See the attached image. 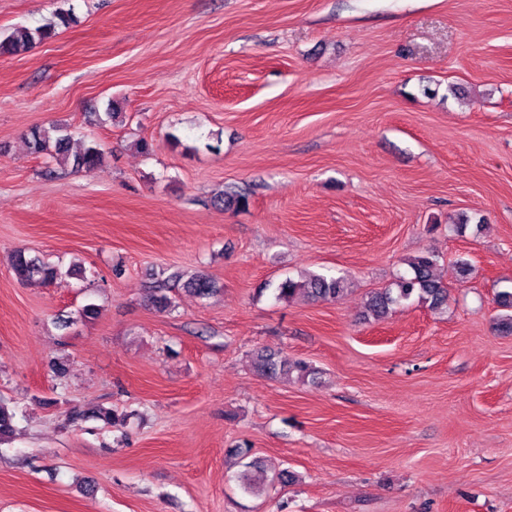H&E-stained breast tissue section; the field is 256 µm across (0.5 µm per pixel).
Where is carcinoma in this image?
<instances>
[{"label":"carcinoma","instance_id":"carcinoma-1","mask_svg":"<svg viewBox=\"0 0 512 512\" xmlns=\"http://www.w3.org/2000/svg\"><path fill=\"white\" fill-rule=\"evenodd\" d=\"M56 22L39 27L33 31L20 29L0 39V55H15L36 43H41L55 35L58 27H67L72 21L68 12L60 11L55 15ZM72 134L63 127L51 125L49 127H35L29 133V144L37 153H54L68 156ZM102 162V152L95 143L83 146L73 154V166L87 172L94 171ZM437 256L432 251H424L418 256L408 260L411 275L399 276L393 287L376 292L371 296L369 314L379 320L385 317L391 308L401 302L418 296V299L433 306L439 307L448 301V288L435 279L433 268ZM12 271L21 281L38 279L50 282L60 273L58 267L38 257L30 255L26 250H17L12 259ZM185 287L198 297L206 298L217 291L216 282L205 273L191 276ZM278 299H290L300 293L313 301H334L344 291V278L313 275L307 280L295 281L291 278L283 280L276 288ZM253 363L256 370L267 378H275L291 371L298 372L306 377L312 374L310 367L304 362L287 364L278 359L276 354L266 350H257L254 353ZM14 411L0 401V439L12 434L14 430ZM265 477L261 467L253 462L242 475V488L247 492L257 491L264 483Z\"/></svg>","mask_w":512,"mask_h":512}]
</instances>
